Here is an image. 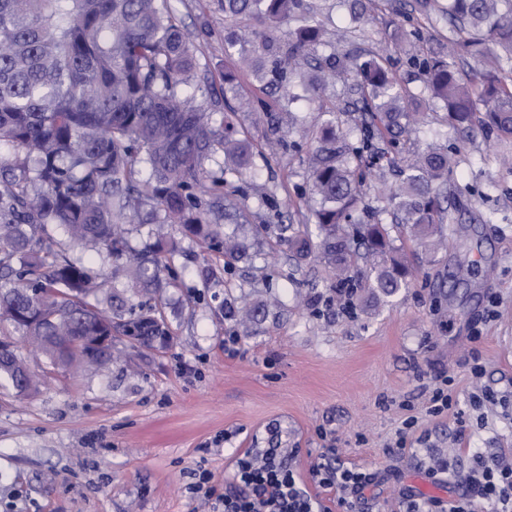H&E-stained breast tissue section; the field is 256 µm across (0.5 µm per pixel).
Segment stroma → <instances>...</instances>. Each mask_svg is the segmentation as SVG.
Wrapping results in <instances>:
<instances>
[{"instance_id": "35a3bbf8", "label": "stroma", "mask_w": 512, "mask_h": 512, "mask_svg": "<svg viewBox=\"0 0 512 512\" xmlns=\"http://www.w3.org/2000/svg\"><path fill=\"white\" fill-rule=\"evenodd\" d=\"M323 19L319 54L364 60L388 46L384 64L411 94L423 123L401 138L402 158L440 145L454 147L453 185L446 207L454 217L447 253L432 264L399 230L395 247L415 273L409 288L370 306L338 295L314 258L289 251L216 266L199 275L204 253L177 228L178 285L166 294L173 330L168 348L113 339V363L72 373L46 366L21 334L0 327L16 352L40 376L36 392L0 387V512H201L195 492L202 472L224 491L231 462L251 448H286L285 462L304 488L340 512L337 494L319 489L310 469L336 449L345 464L376 474L356 512H406V494L448 500L462 492L453 473L466 472L474 452L512 456V139L482 132L438 139L446 112L429 104L415 62L443 51L460 73L482 69L478 57L448 42V24L436 19L422 39L398 36V17L375 11L369 26L345 29L339 0H311ZM196 46L192 85L214 120L259 96L268 72L245 71L225 93V70L237 54L224 50L229 25L217 0H170ZM353 75L328 78L319 98L280 99L276 111L297 124L270 134L261 110L250 111L241 133L252 144L261 175L234 181L237 201L255 224L314 223L305 163L322 110L340 109L346 127L369 121ZM493 214L494 223H479ZM249 295L271 302L261 328L243 335L221 319L224 300ZM447 386L452 406L435 414L430 396ZM488 387L495 402L476 407L475 390ZM406 439L408 450L391 455Z\"/></svg>"}]
</instances>
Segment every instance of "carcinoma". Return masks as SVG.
Masks as SVG:
<instances>
[{
    "instance_id": "carcinoma-1",
    "label": "carcinoma",
    "mask_w": 512,
    "mask_h": 512,
    "mask_svg": "<svg viewBox=\"0 0 512 512\" xmlns=\"http://www.w3.org/2000/svg\"><path fill=\"white\" fill-rule=\"evenodd\" d=\"M350 22H367L375 0H343ZM436 0H417L407 16L406 37L423 36L421 19ZM226 18L257 19L269 32L259 40L229 37L244 66L267 62L273 83L284 85L299 60L324 44L322 23L307 0H220ZM448 43L483 59L472 77L436 57L418 62L429 99L443 104L447 124L484 129L512 139V0H448ZM195 44L182 29L169 0H0V322L29 336L53 366L104 364L109 351L82 343L89 321L109 323L108 336L169 346L172 331L163 311V290L176 286L177 243L159 237L134 251L131 229L142 211L180 228L213 259L229 268L252 261V244L224 231L214 210L245 213L231 198L233 181L210 179L204 161L216 146L224 173H257L250 142L228 114L214 126L212 113L196 104L189 78ZM343 72L355 74L371 124L354 143L336 115L315 134L309 156L311 194L319 199L316 222L254 224L253 237L269 249L312 254L332 272L335 288L367 289L377 303L409 287V272L394 253L381 214L349 231L364 203L363 186L373 161L364 157L376 134L399 137L416 124L409 92L383 65V57L351 62L330 54L316 60L309 91ZM484 110H479V106ZM454 159L434 147L399 169L401 180L385 195L396 227L416 243L428 262L448 250L442 207L450 191ZM105 250L109 273L70 259L51 234ZM125 281L142 296L127 305L115 283ZM45 309L35 331L17 324L20 312ZM251 335L269 315V304L244 299L227 310ZM15 353L0 357V380L18 393L34 390L31 374L16 377Z\"/></svg>"
}]
</instances>
